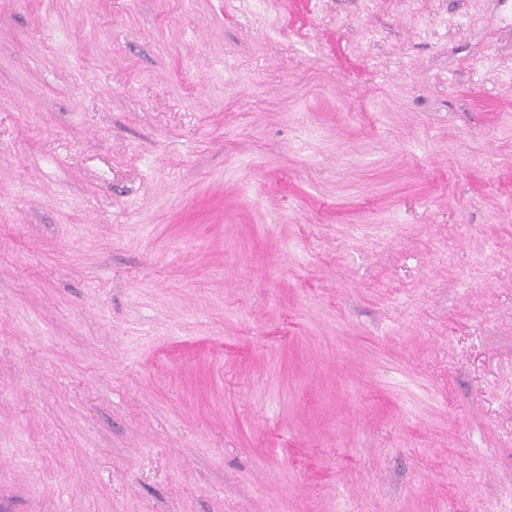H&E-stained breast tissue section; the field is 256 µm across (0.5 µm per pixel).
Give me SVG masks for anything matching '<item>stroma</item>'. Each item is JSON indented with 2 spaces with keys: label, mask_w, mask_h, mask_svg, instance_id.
Listing matches in <instances>:
<instances>
[{
  "label": "stroma",
  "mask_w": 512,
  "mask_h": 512,
  "mask_svg": "<svg viewBox=\"0 0 512 512\" xmlns=\"http://www.w3.org/2000/svg\"><path fill=\"white\" fill-rule=\"evenodd\" d=\"M0 512H512V0H0Z\"/></svg>",
  "instance_id": "35a3bbf8"
}]
</instances>
